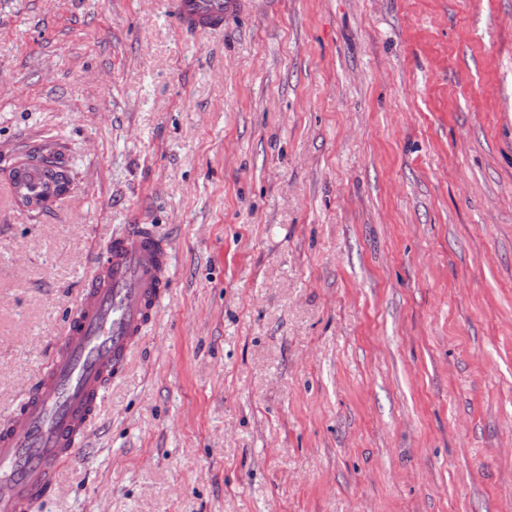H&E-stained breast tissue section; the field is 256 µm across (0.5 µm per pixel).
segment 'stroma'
<instances>
[{"label": "stroma", "mask_w": 512, "mask_h": 512, "mask_svg": "<svg viewBox=\"0 0 512 512\" xmlns=\"http://www.w3.org/2000/svg\"><path fill=\"white\" fill-rule=\"evenodd\" d=\"M73 174L14 202L33 154ZM158 315L33 512H512V0H0V418L107 239ZM224 0H169L177 25L192 32L206 33L224 27Z\"/></svg>", "instance_id": "1"}]
</instances>
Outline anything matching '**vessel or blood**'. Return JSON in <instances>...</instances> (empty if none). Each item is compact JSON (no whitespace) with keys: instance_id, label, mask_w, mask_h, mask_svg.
<instances>
[{"instance_id":"b4317fda","label":"vessel or blood","mask_w":512,"mask_h":512,"mask_svg":"<svg viewBox=\"0 0 512 512\" xmlns=\"http://www.w3.org/2000/svg\"><path fill=\"white\" fill-rule=\"evenodd\" d=\"M179 27L206 33L224 26L225 0H169ZM170 245L148 224L128 225L106 245L60 348L21 406L0 423V512H29L52 498L60 469L100 412L108 376L124 373L170 279Z\"/></svg>"}]
</instances>
